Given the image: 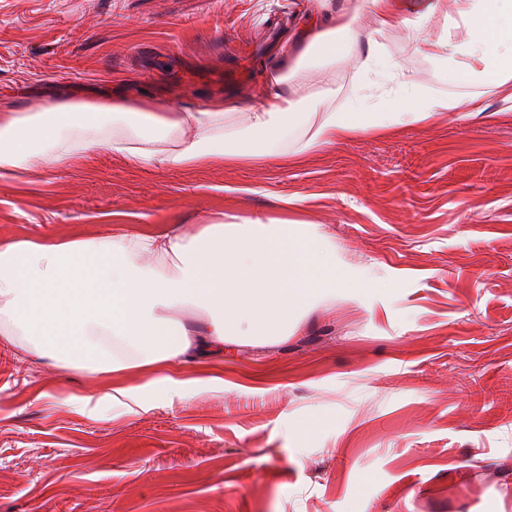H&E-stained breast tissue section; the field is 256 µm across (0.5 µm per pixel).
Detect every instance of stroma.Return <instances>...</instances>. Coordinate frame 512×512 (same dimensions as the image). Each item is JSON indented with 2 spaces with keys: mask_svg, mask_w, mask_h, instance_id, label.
<instances>
[{
  "mask_svg": "<svg viewBox=\"0 0 512 512\" xmlns=\"http://www.w3.org/2000/svg\"><path fill=\"white\" fill-rule=\"evenodd\" d=\"M282 0H0V99L230 98L244 123L306 9ZM409 69L445 112L262 164L142 170L99 148L0 181V244L117 225L318 226L363 285L288 338L184 362L198 390L149 411L0 347V512H512V112L467 60ZM455 83H447L448 70Z\"/></svg>",
  "mask_w": 512,
  "mask_h": 512,
  "instance_id": "1",
  "label": "stroma"
}]
</instances>
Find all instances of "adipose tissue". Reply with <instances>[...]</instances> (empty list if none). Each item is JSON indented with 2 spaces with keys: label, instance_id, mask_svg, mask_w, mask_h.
<instances>
[{
  "label": "adipose tissue",
  "instance_id": "1",
  "mask_svg": "<svg viewBox=\"0 0 512 512\" xmlns=\"http://www.w3.org/2000/svg\"><path fill=\"white\" fill-rule=\"evenodd\" d=\"M381 29L420 30L437 12L448 23L428 56H465L471 78L490 83L512 109V0H429L401 13L398 0H371ZM315 36L247 123L227 121L218 98L195 112L114 92L92 105L69 101L23 111L0 100V179L59 168L104 147L140 169H182L215 159L263 162L302 156L352 133L414 123L434 112L462 122L480 114L467 97L421 93L374 38H361L343 0H317L307 16ZM363 48L385 82L332 107L330 67ZM378 101L369 111L368 98ZM361 275L341 267L311 225H149L100 238L18 237L0 245V346L38 354L48 364L107 379L99 400L149 410L184 397L195 380L181 372L196 347L223 351L240 341L273 343ZM138 385L113 381L116 373Z\"/></svg>",
  "mask_w": 512,
  "mask_h": 512
}]
</instances>
